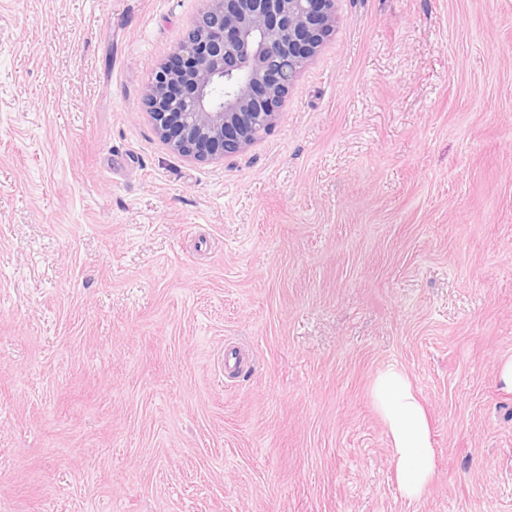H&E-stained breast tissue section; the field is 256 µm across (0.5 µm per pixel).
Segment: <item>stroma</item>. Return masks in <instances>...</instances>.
Here are the masks:
<instances>
[{
    "label": "stroma",
    "instance_id": "obj_1",
    "mask_svg": "<svg viewBox=\"0 0 512 512\" xmlns=\"http://www.w3.org/2000/svg\"><path fill=\"white\" fill-rule=\"evenodd\" d=\"M201 8L0 0V512H512V0H337L273 131L195 161L142 102ZM371 395L396 459L399 489L409 500H418L435 474L431 428L425 405L408 374L395 365L376 374Z\"/></svg>",
    "mask_w": 512,
    "mask_h": 512
}]
</instances>
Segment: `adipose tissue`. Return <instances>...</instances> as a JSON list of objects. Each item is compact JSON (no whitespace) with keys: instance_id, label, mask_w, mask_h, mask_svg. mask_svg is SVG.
Wrapping results in <instances>:
<instances>
[{"instance_id":"1","label":"adipose tissue","mask_w":512,"mask_h":512,"mask_svg":"<svg viewBox=\"0 0 512 512\" xmlns=\"http://www.w3.org/2000/svg\"><path fill=\"white\" fill-rule=\"evenodd\" d=\"M371 395L396 459L399 488L408 499H419L435 474L431 428L425 405L408 374L395 365L376 374Z\"/></svg>"}]
</instances>
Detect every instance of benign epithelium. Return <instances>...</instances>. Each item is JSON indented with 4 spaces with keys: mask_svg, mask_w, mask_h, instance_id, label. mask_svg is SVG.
<instances>
[{
    "mask_svg": "<svg viewBox=\"0 0 512 512\" xmlns=\"http://www.w3.org/2000/svg\"><path fill=\"white\" fill-rule=\"evenodd\" d=\"M336 23V0H204L187 39L151 75L143 106L191 160L245 151L278 122Z\"/></svg>",
    "mask_w": 512,
    "mask_h": 512,
    "instance_id": "benign-epithelium-1",
    "label": "benign epithelium"
}]
</instances>
